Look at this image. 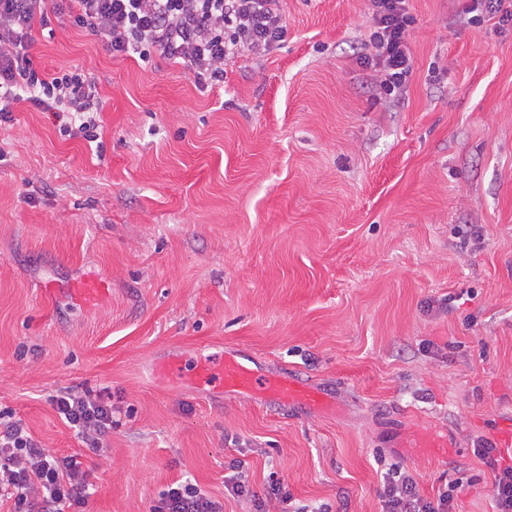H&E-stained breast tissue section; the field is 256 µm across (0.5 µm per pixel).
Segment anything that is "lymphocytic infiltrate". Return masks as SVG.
<instances>
[{"mask_svg":"<svg viewBox=\"0 0 512 512\" xmlns=\"http://www.w3.org/2000/svg\"><path fill=\"white\" fill-rule=\"evenodd\" d=\"M57 21L101 37L115 57L150 61L160 56L183 66L196 86L224 82V65L242 52L264 57L287 35L281 0H0V121L18 104L66 115L64 133L88 140L97 136L102 110L97 84L77 67L37 71L29 57L35 26ZM408 0H370L367 51L359 64L382 99L402 97L414 71ZM60 417L97 455L107 448L112 408L88 394L68 389L53 397ZM87 472L78 456L43 448L21 422L0 427V498L12 512H77L90 497ZM458 484L431 501L407 474L388 476L385 512H452ZM152 512H223L219 501L196 484L179 481Z\"/></svg>","mask_w":512,"mask_h":512,"instance_id":"1","label":"lymphocytic infiltrate"}]
</instances>
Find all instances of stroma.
I'll return each instance as SVG.
<instances>
[{
	"mask_svg": "<svg viewBox=\"0 0 512 512\" xmlns=\"http://www.w3.org/2000/svg\"><path fill=\"white\" fill-rule=\"evenodd\" d=\"M470 0H409L415 68L378 99L356 62L370 0H283L288 34L223 86L35 33L37 70L82 68L103 110L90 142L24 103L0 124V420L80 454L85 512H149L190 479L224 504L243 461L313 512H382L402 471L455 512H494L476 448L512 428V22ZM94 271L90 311L41 294ZM236 348L324 386L330 413L227 400L154 373ZM112 405L106 456L51 399ZM438 445L424 448L420 439Z\"/></svg>",
	"mask_w": 512,
	"mask_h": 512,
	"instance_id": "1",
	"label": "stroma"
}]
</instances>
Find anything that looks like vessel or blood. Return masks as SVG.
<instances>
[{
	"label": "vessel or blood",
	"mask_w": 512,
	"mask_h": 512,
	"mask_svg": "<svg viewBox=\"0 0 512 512\" xmlns=\"http://www.w3.org/2000/svg\"><path fill=\"white\" fill-rule=\"evenodd\" d=\"M42 292L48 297L64 299L72 308L83 309L105 300L109 288L103 279L88 274L60 286L44 284ZM195 385L218 384L225 395L246 398L273 407H293L309 412H328L335 404L319 386L300 380L288 372H262L250 360L233 351L225 352L223 359L214 362L203 358L190 372Z\"/></svg>",
	"instance_id": "obj_1"
}]
</instances>
